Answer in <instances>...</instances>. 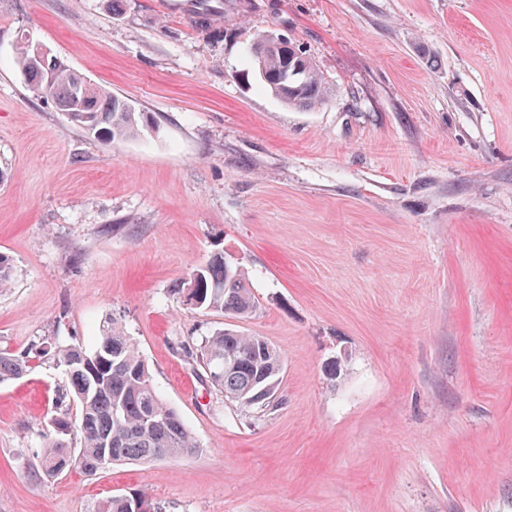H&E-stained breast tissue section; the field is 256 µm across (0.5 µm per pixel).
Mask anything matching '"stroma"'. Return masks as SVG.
I'll use <instances>...</instances> for the list:
<instances>
[{
    "label": "stroma",
    "instance_id": "stroma-1",
    "mask_svg": "<svg viewBox=\"0 0 512 512\" xmlns=\"http://www.w3.org/2000/svg\"><path fill=\"white\" fill-rule=\"evenodd\" d=\"M0 0V347L94 348L118 320L191 454L39 473L68 383L0 382V512H512V0ZM148 113L86 134L25 87L21 34ZM300 44L329 89L288 106L247 51ZM216 254L257 310L187 305ZM283 355L241 410L194 352ZM137 499L145 504L147 509L144 512H161V508L152 503L145 496L127 498L123 496L110 497L100 508L98 512H133L134 500Z\"/></svg>",
    "mask_w": 512,
    "mask_h": 512
}]
</instances>
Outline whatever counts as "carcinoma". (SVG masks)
I'll return each instance as SVG.
<instances>
[{"label": "carcinoma", "mask_w": 512, "mask_h": 512, "mask_svg": "<svg viewBox=\"0 0 512 512\" xmlns=\"http://www.w3.org/2000/svg\"><path fill=\"white\" fill-rule=\"evenodd\" d=\"M271 41L266 35L249 47L264 88L289 106L322 103L326 88L311 58L291 42L268 50ZM35 50L27 37L18 49L16 63L26 89L33 97L52 102L72 125L112 140L136 137L149 127L145 113L91 82L81 103H76L75 82L83 75L55 55L39 61ZM296 54L304 73L301 87L285 79ZM50 69L54 79L48 85ZM187 286L200 308L241 317L258 307L245 278L220 254L193 270ZM200 360L211 384L244 409L269 406L280 388L281 354L260 336L216 331L203 340ZM47 363L68 377L69 408L50 417L51 432L40 456L44 477L55 478L74 467L95 474L119 462H153L197 448L191 431L153 385L147 365L118 323H112L91 350L44 340L23 356L0 349V382L19 379ZM265 387L271 388L266 402H255L254 395ZM133 503L132 498L112 496L99 512H130Z\"/></svg>", "instance_id": "obj_1"}]
</instances>
